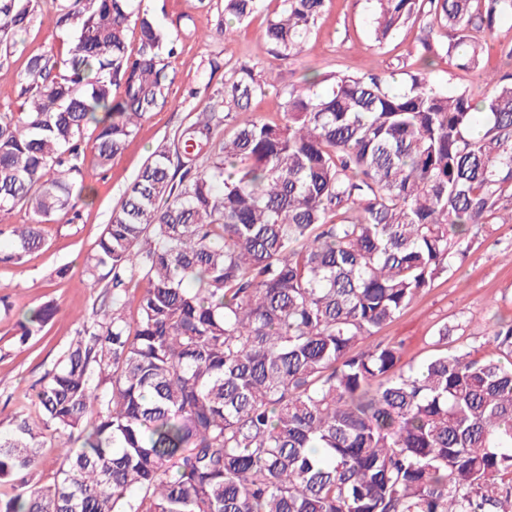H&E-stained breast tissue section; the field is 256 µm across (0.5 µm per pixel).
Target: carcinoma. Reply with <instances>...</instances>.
<instances>
[{
  "label": "carcinoma",
  "mask_w": 512,
  "mask_h": 512,
  "mask_svg": "<svg viewBox=\"0 0 512 512\" xmlns=\"http://www.w3.org/2000/svg\"><path fill=\"white\" fill-rule=\"evenodd\" d=\"M141 2L50 0L73 36L28 59L23 111L0 113V226L32 213L0 263L76 223L86 154L107 165L167 103L174 38ZM38 6L0 0L1 45ZM325 6L283 0L275 55L298 56ZM424 13L459 69L484 71L480 99L427 69L402 91L394 72L326 74L276 90L269 123L246 112L261 83L243 65L225 111L152 153L87 265L108 309L0 430V512H512V320L484 357L356 351L465 256L470 227L512 223V73L486 68L482 37L512 0H375V38ZM55 314L23 312L18 347ZM48 446L56 479L33 485Z\"/></svg>",
  "instance_id": "1"
}]
</instances>
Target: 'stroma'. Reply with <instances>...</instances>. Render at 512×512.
Segmentation results:
<instances>
[{"label": "stroma", "instance_id": "obj_1", "mask_svg": "<svg viewBox=\"0 0 512 512\" xmlns=\"http://www.w3.org/2000/svg\"><path fill=\"white\" fill-rule=\"evenodd\" d=\"M144 6L177 42L171 60L174 76L165 107L151 113L124 150L108 166L87 157L84 183L91 196L80 206L74 224L48 222L41 230L43 246L25 257L21 266L0 264V295H8L11 312L0 310V429L12 416L29 407L45 372L76 334L77 318L90 314L106 298L104 283H93L85 263L127 188L150 154L166 144L179 125L214 102L232 67L249 63L259 75L274 72L276 86H263L252 95L248 110L266 122H281L272 103L276 87L299 83L309 73L344 72L387 74L397 67L417 70L423 42L444 44L439 29L421 16L393 39L377 43L372 37L373 0H328L302 53L288 60L274 57L266 41L268 22L281 9V0H263L244 22L229 19L224 0H144ZM67 33L57 30L46 10L33 13L17 45H0V112L19 111L25 66L31 56L61 45ZM220 61L212 70L211 61ZM50 303L59 312L42 338L26 351L15 343L18 310ZM512 318V223L486 224L473 238L466 259L447 276L419 293L393 321L359 342L366 350L377 342L401 349V362L417 366L434 352L437 326L448 325L449 350L466 347L477 355L490 353L486 338L494 315Z\"/></svg>", "mask_w": 512, "mask_h": 512}]
</instances>
